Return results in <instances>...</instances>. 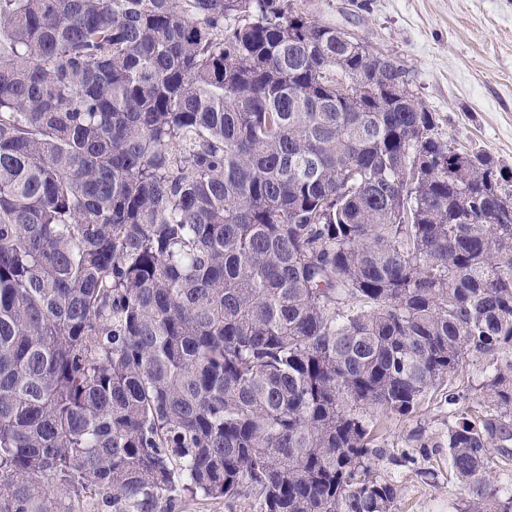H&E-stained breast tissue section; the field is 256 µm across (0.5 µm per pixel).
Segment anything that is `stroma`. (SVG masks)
Instances as JSON below:
<instances>
[{
  "label": "stroma",
  "instance_id": "stroma-1",
  "mask_svg": "<svg viewBox=\"0 0 512 512\" xmlns=\"http://www.w3.org/2000/svg\"><path fill=\"white\" fill-rule=\"evenodd\" d=\"M325 19L355 30L367 48L397 57L409 88L435 113L441 138L485 152L512 171V0H323ZM445 390L411 417H392L380 444L398 481L395 512H456L463 485L448 470ZM429 444V460L396 459Z\"/></svg>",
  "mask_w": 512,
  "mask_h": 512
}]
</instances>
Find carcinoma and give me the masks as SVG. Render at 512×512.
<instances>
[{"label": "carcinoma", "mask_w": 512, "mask_h": 512, "mask_svg": "<svg viewBox=\"0 0 512 512\" xmlns=\"http://www.w3.org/2000/svg\"><path fill=\"white\" fill-rule=\"evenodd\" d=\"M308 2L0 0V512H395L381 417L470 358L512 512V175ZM182 510V512H257L259 508L254 499L248 496L240 497L230 504L222 498L198 496L188 499Z\"/></svg>", "instance_id": "obj_1"}]
</instances>
